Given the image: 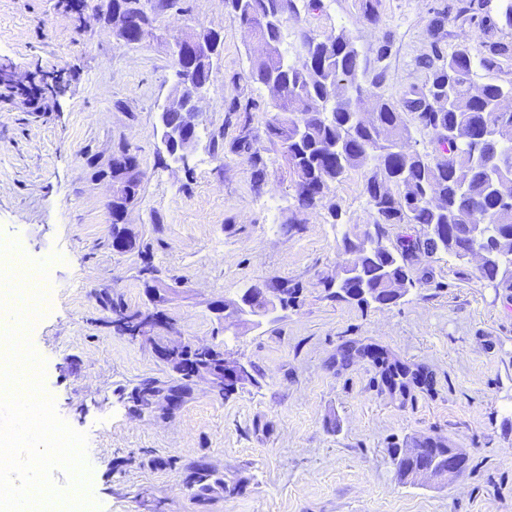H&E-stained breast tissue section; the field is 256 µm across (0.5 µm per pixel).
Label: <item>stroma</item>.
Returning <instances> with one entry per match:
<instances>
[{
    "label": "stroma",
    "instance_id": "obj_1",
    "mask_svg": "<svg viewBox=\"0 0 512 512\" xmlns=\"http://www.w3.org/2000/svg\"><path fill=\"white\" fill-rule=\"evenodd\" d=\"M66 2L0 0V240L54 260L53 304L30 340L58 416L87 437L98 512H512V294L481 279L476 263L420 254L416 286L397 303L328 298L322 280L340 271L342 231L370 221L364 174L350 170L314 208L297 209L280 148L263 139L267 178L252 190L248 154L230 150L241 120L227 106L251 95L261 132L273 93L242 81L260 46L224 0L157 14L135 47L98 21L104 0L78 10ZM295 4L289 29L319 40L348 33L361 83L384 75L390 98L429 79L427 60L512 43L507 0H472L467 17L459 0ZM369 6L378 24L366 21ZM486 16L494 26L484 34ZM205 29L221 33L223 49L200 103L198 144L181 161L163 145L158 113L176 84L174 39ZM29 93L41 111L23 108ZM123 145L144 176L125 216L136 244L118 252L108 163ZM147 261L173 289L165 311L180 336L250 364L256 383L226 398L202 383L170 414L135 412L126 389L169 371L115 331L98 297L149 310L139 274ZM284 281L299 286L298 304L239 329L211 310ZM370 345L430 386L389 387L360 353ZM428 435L466 453L463 478L399 480L394 450ZM200 458L227 485L205 500L183 482Z\"/></svg>",
    "mask_w": 512,
    "mask_h": 512
}]
</instances>
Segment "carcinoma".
<instances>
[{"mask_svg":"<svg viewBox=\"0 0 512 512\" xmlns=\"http://www.w3.org/2000/svg\"><path fill=\"white\" fill-rule=\"evenodd\" d=\"M112 4L138 16L135 29L152 24V16L137 15V0ZM224 9L262 45L244 79L274 92V115L266 133L288 162L297 207L315 206L349 170H364V193L373 217L368 240L342 233V253L355 256L360 264L338 280L324 281L330 296L381 303L395 284L415 285L411 266L416 254L451 258L475 247L487 253L480 277L495 288L512 289V108H504L512 101V83L489 82L478 94L471 92L475 71L498 68L499 59L512 55L511 46L487 42L480 56L459 48L442 59L424 85L390 99L378 91L382 80H375L370 89L361 84L358 50L345 32L324 40L301 32L288 43V19L296 16L294 0H224ZM256 109L255 99L243 94L228 106V111L242 114L243 121L232 151L249 155L251 187L259 193L267 162L249 128ZM408 114L431 135L432 151L421 153L411 146ZM129 163L136 167L131 184L138 193L142 171L136 154L123 156L115 165L119 169ZM388 224H419L423 234L391 248L384 244ZM100 302L125 329L143 324V313L114 306L112 296ZM365 354L392 387L406 386L407 377L414 384L430 385L427 375L410 371L382 350L367 349ZM148 392H177L186 399L188 376L140 379L129 391L137 410H143ZM419 447L424 449L419 460L396 463L400 480L407 481L420 463L448 453V441L441 436L425 437ZM185 472L200 498L225 489L224 479L203 460L191 463Z\"/></svg>","mask_w":512,"mask_h":512,"instance_id":"cac0c4a2","label":"carcinoma"}]
</instances>
